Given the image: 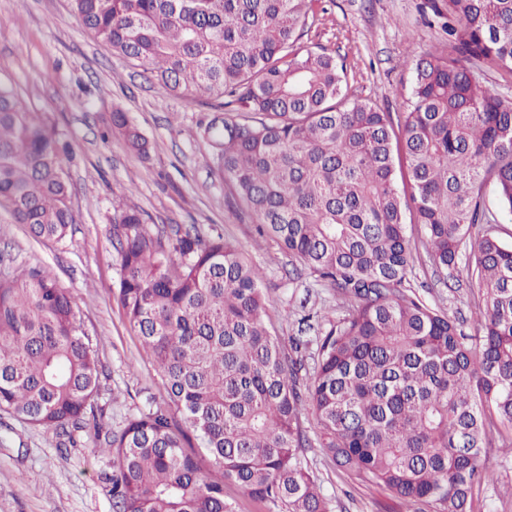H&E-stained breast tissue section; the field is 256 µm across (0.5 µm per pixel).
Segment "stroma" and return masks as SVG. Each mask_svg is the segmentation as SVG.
Listing matches in <instances>:
<instances>
[{
	"label": "stroma",
	"instance_id": "stroma-1",
	"mask_svg": "<svg viewBox=\"0 0 512 512\" xmlns=\"http://www.w3.org/2000/svg\"><path fill=\"white\" fill-rule=\"evenodd\" d=\"M429 3L314 0L302 42L344 58L352 96L398 112L412 81L413 58L447 39ZM0 79L15 83L27 104L56 126L77 215L64 241L44 243L0 209V277L42 266L70 291L102 365L97 406L104 430H120L147 402L164 400L155 366L114 297L120 277L112 245L116 199H131L149 224L194 225L238 247L262 271L268 317L281 338L297 335L300 318L309 313L334 321L346 315L327 282L305 272L289 279L291 259L259 235L256 216L196 136L212 108L148 82L141 68L94 39L70 0H0ZM116 109L148 139L149 155L128 150L119 135L109 133ZM409 283L428 304L458 316L462 331L472 334L478 290L464 270L440 282L420 247ZM305 458L332 512H433L339 470L319 447L307 449ZM484 462L497 482L479 493L475 512H512V499L503 495L512 488V456L489 448ZM110 473L94 438L84 435L77 446L62 448L53 432L0 412V512H112L105 492Z\"/></svg>",
	"mask_w": 512,
	"mask_h": 512
}]
</instances>
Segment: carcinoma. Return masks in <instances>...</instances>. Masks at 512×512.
Instances as JSON below:
<instances>
[{"mask_svg": "<svg viewBox=\"0 0 512 512\" xmlns=\"http://www.w3.org/2000/svg\"><path fill=\"white\" fill-rule=\"evenodd\" d=\"M85 28L173 97L216 109L201 138L257 216L260 235L350 304L319 337L285 347L266 322L261 271L221 237L152 228L113 206L116 297L152 357L163 405L127 418L98 451L112 512H238L235 483L269 512H331L304 462L319 445L339 469L405 502L473 512L512 454V247L481 207L495 184L512 213V98L472 59L512 75V0H435L448 53L413 60L403 111L348 92L343 60L301 44L312 0H71ZM112 128L140 155L127 115ZM60 242L76 216L58 134L0 83V207ZM412 210L437 271L464 264L481 294L474 334L407 288ZM98 359L70 292L42 267L0 277V411L62 445L100 437ZM207 455L212 469L202 463Z\"/></svg>", "mask_w": 512, "mask_h": 512, "instance_id": "cac0c4a2", "label": "carcinoma"}]
</instances>
